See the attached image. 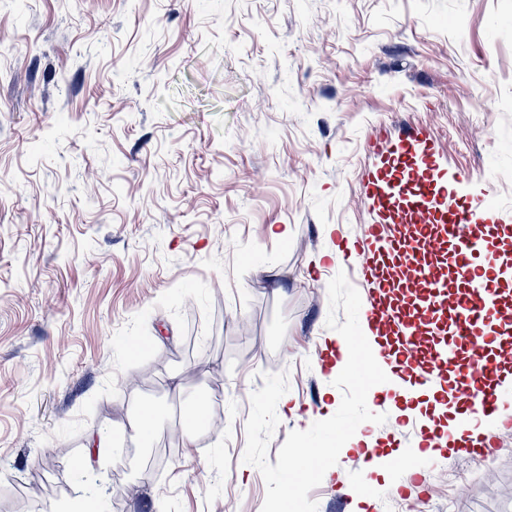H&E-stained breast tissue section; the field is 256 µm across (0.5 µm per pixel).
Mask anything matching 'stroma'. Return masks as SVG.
Listing matches in <instances>:
<instances>
[{"instance_id":"obj_1","label":"stroma","mask_w":512,"mask_h":512,"mask_svg":"<svg viewBox=\"0 0 512 512\" xmlns=\"http://www.w3.org/2000/svg\"><path fill=\"white\" fill-rule=\"evenodd\" d=\"M408 126L512 209V0H0V512H57L39 487L73 490L93 432L112 512H262L250 395L286 373L272 463L341 402L327 287ZM376 396L318 512H356L357 485L367 512H512V422L491 464L427 456L431 395Z\"/></svg>"}]
</instances>
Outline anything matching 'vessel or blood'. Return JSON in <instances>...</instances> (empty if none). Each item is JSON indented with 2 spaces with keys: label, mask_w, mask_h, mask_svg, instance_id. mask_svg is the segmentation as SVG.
<instances>
[{
  "label": "vessel or blood",
  "mask_w": 512,
  "mask_h": 512,
  "mask_svg": "<svg viewBox=\"0 0 512 512\" xmlns=\"http://www.w3.org/2000/svg\"><path fill=\"white\" fill-rule=\"evenodd\" d=\"M376 152L382 165L365 184L373 220L362 229L357 267L363 284L360 322L393 337V353L418 387L446 384L448 364L468 350L458 380L461 413L467 420H495L503 402L497 376L505 357L494 348L495 332L512 323L498 285L512 276V262L471 231L479 215L496 212L493 190L463 201L456 184L435 178L438 157L430 138L419 132ZM443 248L459 291L452 308L445 299L449 281L432 261ZM427 335L434 338L428 346Z\"/></svg>",
  "instance_id": "obj_1"
}]
</instances>
